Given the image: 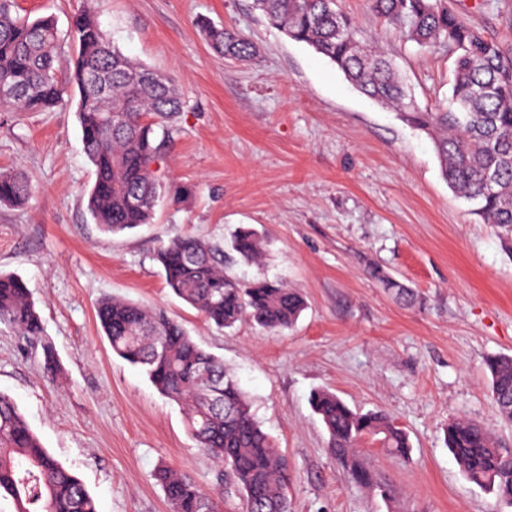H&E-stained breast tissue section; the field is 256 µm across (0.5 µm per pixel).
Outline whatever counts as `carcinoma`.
Segmentation results:
<instances>
[{"instance_id": "cac0c4a2", "label": "carcinoma", "mask_w": 512, "mask_h": 512, "mask_svg": "<svg viewBox=\"0 0 512 512\" xmlns=\"http://www.w3.org/2000/svg\"><path fill=\"white\" fill-rule=\"evenodd\" d=\"M273 26L328 58L361 93L394 109L433 144L442 178L473 212L491 224L512 251V51L484 35L448 0H369L398 38L453 57L448 105L421 108L400 79L389 55L357 37L353 18L339 0H253ZM212 52L246 60L252 46L242 34L205 22ZM76 57L69 73L56 66L60 41L50 17L13 14V0H0V87L16 90L0 98L15 112H52L79 96L84 152L94 168L87 208L102 231L118 234L151 223L159 196L155 165L169 145L162 122L180 112L182 96L172 80L125 55L89 10L72 17ZM32 193L19 172H0V205L21 204ZM232 249L245 261L258 259L262 243L243 228ZM166 284L219 329L244 318L268 329L292 327L305 309L303 296L282 281L257 278L240 283L224 272V251L191 235L177 234L156 252ZM395 296L411 304L412 289L372 271ZM113 352L142 367L157 390L187 405L185 425L197 446L229 473L243 512H289L288 462L251 412L224 361L199 346L181 323L161 309H146L112 297L97 308ZM0 322L29 343L42 342L43 325L24 282L0 274ZM491 398L512 422V357L487 360ZM314 412L328 433V451L351 481L371 488V471L357 455L365 438L404 455L406 433L380 411L358 412L336 394L316 390ZM446 443L469 481L512 506V448L497 443L470 419L448 425ZM170 512H214L212 493L199 489L172 467L156 472ZM14 512H97L82 482L48 451L16 403L0 393V498Z\"/></svg>"}]
</instances>
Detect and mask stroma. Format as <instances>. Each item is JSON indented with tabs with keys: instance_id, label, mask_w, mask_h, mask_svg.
I'll list each match as a JSON object with an SVG mask.
<instances>
[{
	"instance_id": "stroma-1",
	"label": "stroma",
	"mask_w": 512,
	"mask_h": 512,
	"mask_svg": "<svg viewBox=\"0 0 512 512\" xmlns=\"http://www.w3.org/2000/svg\"><path fill=\"white\" fill-rule=\"evenodd\" d=\"M486 36L512 48V0H448ZM20 16L52 17L62 35L91 9L133 60L168 76L183 107L168 124L173 146L151 223L107 235L87 210L94 181L76 103L59 112H0V170L21 171L31 197L0 206V273L21 278L44 325L29 344L0 323V393L16 402L44 448L72 471L99 512H170L154 478L172 466L201 489L242 499L142 368L113 354L97 306L106 297L161 308L218 356L288 460L290 512H512L466 480L445 433L468 418L512 446L486 362L512 356V253L440 175L432 143L353 89L327 58L288 38L253 0H17ZM372 43L395 60L419 106L446 101L453 60L401 43L368 0H341ZM210 22L244 35L254 56L212 53ZM258 231L260 262L239 279L278 278L307 307L283 332L243 320L217 329L167 287L159 242L183 233L227 246ZM391 275L417 304L373 277ZM52 350L54 371L44 367ZM350 407L385 412L410 448L372 440L358 450L376 489L353 486L327 449L310 406L314 390Z\"/></svg>"
}]
</instances>
